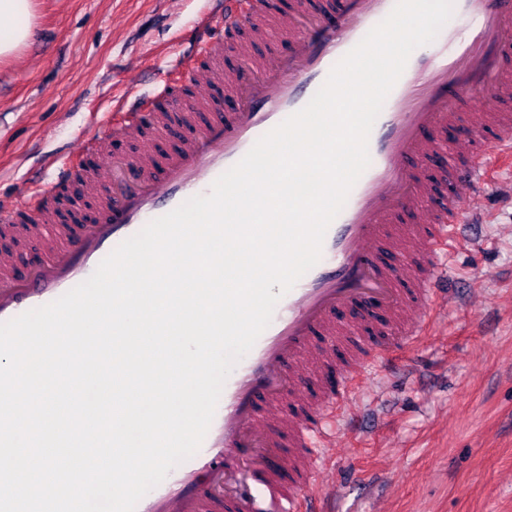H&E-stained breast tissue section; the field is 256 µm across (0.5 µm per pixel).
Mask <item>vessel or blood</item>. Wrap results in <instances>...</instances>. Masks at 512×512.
Returning a JSON list of instances; mask_svg holds the SVG:
<instances>
[{
  "instance_id": "b4317fda",
  "label": "vessel or blood",
  "mask_w": 512,
  "mask_h": 512,
  "mask_svg": "<svg viewBox=\"0 0 512 512\" xmlns=\"http://www.w3.org/2000/svg\"><path fill=\"white\" fill-rule=\"evenodd\" d=\"M396 0H210L197 21L199 54L178 66L199 87L116 105L117 135L152 132L154 147L114 159L84 138L96 168L56 182L93 198L91 220L59 223L52 189L0 200V225L41 234L46 256L20 265L0 251V323L87 280L151 220L209 193L258 139L305 107L332 68L392 11ZM284 50L255 54L271 32ZM430 55H410L371 130L370 164L328 227L320 261L278 302L272 320L227 377L198 452L176 466L135 512H255L252 483L272 512H311L325 466L318 444L370 358L386 361L428 335L451 305L448 243L472 223L497 167H512V0H454ZM242 62L224 74V55Z\"/></svg>"
}]
</instances>
